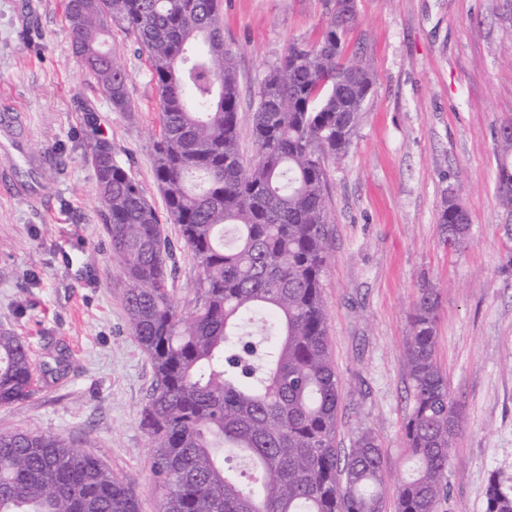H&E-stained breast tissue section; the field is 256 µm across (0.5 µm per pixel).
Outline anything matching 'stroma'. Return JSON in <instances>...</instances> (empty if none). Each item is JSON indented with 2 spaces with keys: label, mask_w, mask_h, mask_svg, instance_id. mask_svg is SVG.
<instances>
[{
  "label": "stroma",
  "mask_w": 512,
  "mask_h": 512,
  "mask_svg": "<svg viewBox=\"0 0 512 512\" xmlns=\"http://www.w3.org/2000/svg\"><path fill=\"white\" fill-rule=\"evenodd\" d=\"M67 0H0V169L38 195L0 186V331L59 364L34 396L0 407V433L35 428L72 441L132 488L139 512L162 491L139 410L152 380L132 336L124 278L99 212L84 150L95 132L141 185L170 238L153 174L160 106L145 55L113 27L134 111L118 112L72 51ZM224 44L239 72V131L252 156L251 103L290 44H313L327 0H221ZM347 53L374 77L347 154L327 165L328 250L322 277L340 381L336 446L372 429L390 478L403 476L412 408L408 315L437 290V360L465 426L451 448L447 512H486L489 475L512 485V214L497 192V141L512 125V12L504 0H357ZM27 142L16 156L8 115ZM53 157L50 167L42 155ZM469 216V244L448 251L438 224L448 186Z\"/></svg>",
  "instance_id": "stroma-1"
}]
</instances>
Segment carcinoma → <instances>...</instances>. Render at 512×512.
I'll list each match as a JSON object with an SVG mask.
<instances>
[{
	"label": "carcinoma",
	"instance_id": "carcinoma-1",
	"mask_svg": "<svg viewBox=\"0 0 512 512\" xmlns=\"http://www.w3.org/2000/svg\"><path fill=\"white\" fill-rule=\"evenodd\" d=\"M334 9L321 39L293 43L260 83L253 158L239 141V76L224 46L220 0H67L75 54L118 112L133 111L129 73L106 37L120 25L146 53L160 101L154 178L199 269L188 315L169 289L173 244L139 183L117 161L85 158L97 182L112 255L125 278L131 334L153 370L140 426L153 448L160 512H444L449 448L464 416L436 355L438 295L408 316L413 405L404 424L407 475L388 488L384 448L357 431L339 457V378L331 358L322 273L327 260L325 164L357 132L373 78L343 56L356 17ZM498 195L512 212V130L499 140ZM448 201L442 241L458 252L470 225ZM25 342L0 331V406L34 393ZM250 465L243 476L226 466ZM0 512H139L132 488L62 436L0 433ZM486 512H512V486L490 479Z\"/></svg>",
	"mask_w": 512,
	"mask_h": 512
}]
</instances>
